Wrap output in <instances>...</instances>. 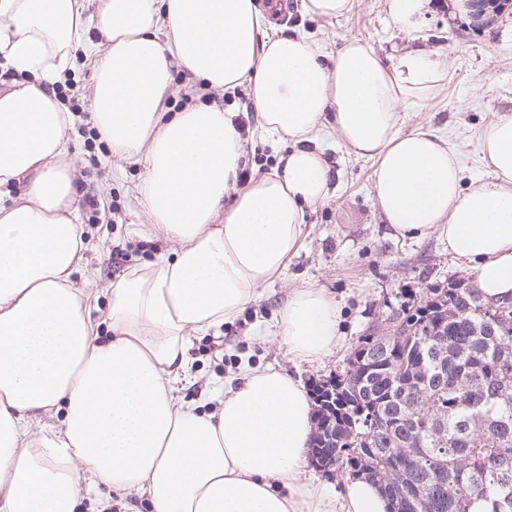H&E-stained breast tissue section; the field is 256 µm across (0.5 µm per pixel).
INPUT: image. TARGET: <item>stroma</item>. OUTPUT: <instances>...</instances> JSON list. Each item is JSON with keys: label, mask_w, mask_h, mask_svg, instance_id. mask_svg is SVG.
<instances>
[{"label": "stroma", "mask_w": 512, "mask_h": 512, "mask_svg": "<svg viewBox=\"0 0 512 512\" xmlns=\"http://www.w3.org/2000/svg\"><path fill=\"white\" fill-rule=\"evenodd\" d=\"M300 3L288 0V20L274 22L277 34L302 31L329 54L350 39L367 43L383 57L415 48L431 52L444 77L427 97L406 107L402 129H430L444 137L457 154L464 184L489 178L479 139L488 124L512 115V6L481 23L452 19L434 8L418 31L408 33L388 21L386 0H353L352 11L338 20L304 17ZM185 93L193 101L238 113L249 134L246 169L251 176L268 173L286 154V144L258 134L261 118L247 87L206 94L190 90L187 78L175 74L172 101ZM73 139L88 243L87 269L77 273L76 284L94 304L93 317L103 332L113 283L173 257L177 244L139 233L149 221L139 193L142 166L112 153L85 122L77 123ZM320 147L329 168V196L306 207L298 253L240 317L192 339L190 374L177 394L202 412L214 407L209 392L215 382L236 374L241 362L300 372L307 388H315L343 371L361 336L383 334L391 312L426 298L430 289L475 283L473 263L449 253L441 228L410 239L385 224L374 190L375 160L357 157L329 128L321 134ZM299 288L323 290L341 304V342L310 363L297 362L278 337L266 333L288 295Z\"/></svg>", "instance_id": "stroma-1"}]
</instances>
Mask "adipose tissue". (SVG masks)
<instances>
[{
    "mask_svg": "<svg viewBox=\"0 0 512 512\" xmlns=\"http://www.w3.org/2000/svg\"><path fill=\"white\" fill-rule=\"evenodd\" d=\"M0 0V58L21 82L0 92V512H76L83 488L147 499L150 512H391L368 479L344 497L302 484L313 427L301 379L242 365L214 399L184 406L193 335L236 319L282 273L325 199L316 142L334 126L375 159L374 189L401 237L444 227L471 261L484 301L512 299V116L480 138L489 180L460 186L459 163L429 130L402 131V111L443 78L430 53L382 59L353 39L334 56L303 35H269L256 0ZM95 27L103 43L86 36ZM97 56L87 121L112 151L140 163L149 234L174 260L115 284L112 336L99 339L72 276L85 243L72 166L76 116L55 91L76 51ZM217 91L247 86L267 137L289 143L269 174L240 185L246 140L216 104L170 112L174 71ZM340 309L295 291L276 334L289 354L335 347ZM58 433L33 438L39 414Z\"/></svg>",
    "mask_w": 512,
    "mask_h": 512,
    "instance_id": "ef3b65f1",
    "label": "adipose tissue"
}]
</instances>
